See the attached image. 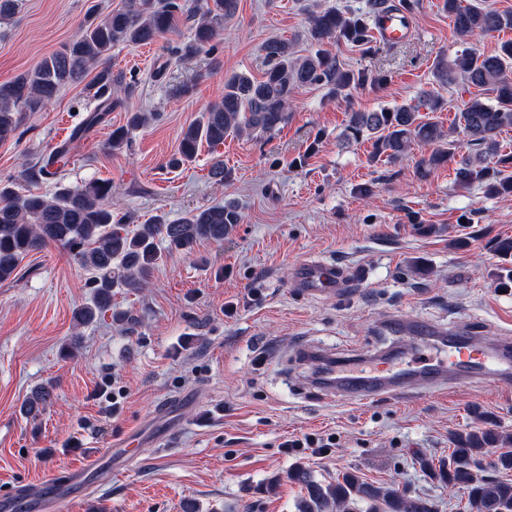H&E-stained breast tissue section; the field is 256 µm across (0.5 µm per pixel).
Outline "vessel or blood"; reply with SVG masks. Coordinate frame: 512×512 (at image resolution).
<instances>
[{
    "instance_id": "obj_1",
    "label": "vessel or blood",
    "mask_w": 512,
    "mask_h": 512,
    "mask_svg": "<svg viewBox=\"0 0 512 512\" xmlns=\"http://www.w3.org/2000/svg\"><path fill=\"white\" fill-rule=\"evenodd\" d=\"M410 29L408 17L380 15L375 23L378 40L391 44L401 40ZM299 283L303 292L338 291L344 288L346 276L342 268L308 261L299 267ZM468 373L482 381L512 377V361L500 353L471 344L464 335L439 339L436 348L415 350V365L401 370L376 368L370 372L345 369L338 376V388L345 399L363 402L376 397L395 398L417 385L430 389L445 387L448 378ZM91 471L90 465L68 469L63 476L45 485L36 496L21 493L0 498V512H41L43 506L58 508L67 500L69 489L82 485Z\"/></svg>"
}]
</instances>
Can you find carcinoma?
<instances>
[{"label":"carcinoma","instance_id":"1","mask_svg":"<svg viewBox=\"0 0 512 512\" xmlns=\"http://www.w3.org/2000/svg\"><path fill=\"white\" fill-rule=\"evenodd\" d=\"M238 0H125L93 21L62 49L38 61L15 79L0 83V141L15 137L22 113L38 112L49 105L64 87L81 80L90 67L106 60L112 47L125 43L152 45L175 33L179 23H189L188 41L171 48L178 57L209 53L224 32V24L237 10ZM416 0H370L368 10L342 13L334 8L309 13L304 55L292 40L275 38L263 45L267 69L259 78L234 73L224 80L221 98L201 112L182 132L177 152L167 166L178 168L193 161L202 144L217 146L224 137L271 136L290 119L295 92L307 85H321L333 99L350 102L353 92L377 91L391 79L386 70L368 73L344 67L326 45L338 40L352 48L370 52L375 48L372 33L379 12L412 14ZM443 9L453 18L464 39L512 28V13L500 12L463 0H443ZM436 84L446 89L462 84L481 92L464 103L460 133L473 151L455 160L461 144L445 141L438 122L422 112H440L447 101L439 91L423 90L414 99L374 111L350 109L346 113L341 141L350 144L373 141L371 159L395 163L415 146L427 148L417 164L427 174L455 162V185L468 189L478 184L489 196H512V153L500 149L498 137L512 127V41L502 43L491 55L465 48L450 58L439 55L433 62ZM136 80L122 71L102 68L95 77L96 106L83 127L99 120V113L123 105L134 93ZM153 112L128 113L126 124L112 130L108 145L119 150L131 143L132 134L148 127ZM68 150L59 145L48 157L26 167L21 177L27 182L55 181L54 191L20 193L14 185L0 184V283L12 280L22 260L48 243L64 248L79 265L91 272L87 287L91 301L76 308L74 321L88 326L112 310L116 288L139 290L149 285L152 271L162 258L159 244L171 250L188 251L200 239L224 241L242 215L231 203L189 211L169 220L158 216L149 224L133 223L129 215L112 213V181L94 179L72 185L57 179L67 164ZM453 445L448 459L434 467L431 475L450 489L467 492V512H512V479L478 476L488 447L509 442V436L492 428H476L450 435ZM304 496L298 512H434L427 497L412 496L394 485L367 484L351 472L334 483L318 481L313 472L298 465L290 472Z\"/></svg>","mask_w":512,"mask_h":512}]
</instances>
